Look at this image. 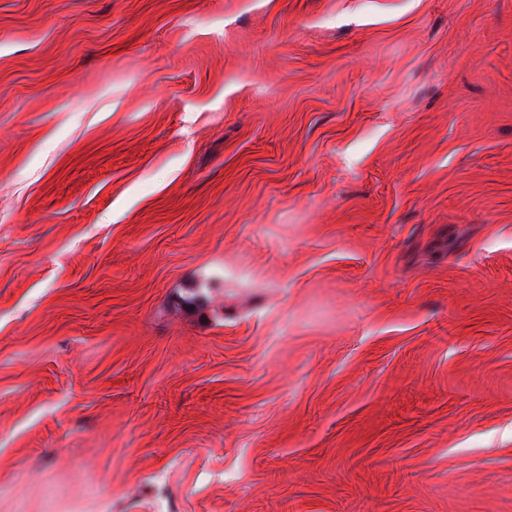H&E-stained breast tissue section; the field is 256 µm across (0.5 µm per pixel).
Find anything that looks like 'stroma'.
<instances>
[{"label":"stroma","instance_id":"obj_1","mask_svg":"<svg viewBox=\"0 0 512 512\" xmlns=\"http://www.w3.org/2000/svg\"><path fill=\"white\" fill-rule=\"evenodd\" d=\"M0 512H512V0H0Z\"/></svg>","mask_w":512,"mask_h":512}]
</instances>
